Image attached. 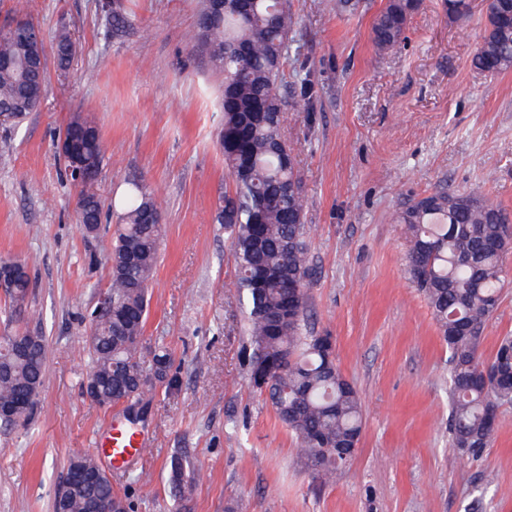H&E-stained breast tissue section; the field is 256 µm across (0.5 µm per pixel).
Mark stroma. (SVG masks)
<instances>
[{"label":"stroma","mask_w":512,"mask_h":512,"mask_svg":"<svg viewBox=\"0 0 512 512\" xmlns=\"http://www.w3.org/2000/svg\"><path fill=\"white\" fill-rule=\"evenodd\" d=\"M0 0V31L38 22L46 91L38 111L0 124V260L31 261L29 314L7 324L44 338L45 369L27 423H0V512H54L76 449L120 423L146 441L112 484L133 512H173L171 459L193 451L185 512H512V406L478 455L448 434L449 350L406 265L395 215L436 190L482 186L512 216V70L471 60L485 29L423 0L393 50L371 26L386 0H293L282 135L306 200L312 268L307 314L332 336L363 405L358 448L339 480L300 463L288 427L249 383V344L230 239L216 220L233 183L216 142L223 77L189 53L199 0ZM122 24H115L113 13ZM74 57L57 65L55 36ZM91 118L107 153L96 236L76 222L77 191L58 147L74 115ZM157 191L164 234L149 288L148 344L166 346L172 384L112 407L86 396L89 315L109 284L106 257L131 182ZM512 335V282L483 332L491 359Z\"/></svg>","instance_id":"stroma-1"}]
</instances>
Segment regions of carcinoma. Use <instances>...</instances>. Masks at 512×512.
<instances>
[{
	"label": "carcinoma",
	"instance_id": "obj_1",
	"mask_svg": "<svg viewBox=\"0 0 512 512\" xmlns=\"http://www.w3.org/2000/svg\"><path fill=\"white\" fill-rule=\"evenodd\" d=\"M417 0H387L375 17L371 35L380 50L401 43ZM294 24L291 0H232L224 13L210 14L209 0L197 13L191 51L206 52L224 74V123L218 139L224 166L234 189L224 192L217 220L230 234L237 270L235 286L245 305L250 354V383L267 393L280 421L294 434L300 462L317 478L336 479L348 465L336 450L359 442L362 404L339 369L336 353L321 347L308 329L306 307L311 268L305 244L304 197L296 161L281 135L284 112L283 71L288 35ZM74 44L69 33L56 36L59 66L69 65ZM34 44L18 30L0 34V113L12 119L39 109L45 93V72L28 65ZM475 69L490 74L512 70V0H492L486 30L473 59ZM87 120L74 116L63 135L81 141ZM98 163L106 145L91 135ZM100 168L71 176L78 189L79 224L101 223L102 207L93 190ZM123 223L106 262L110 283L106 297L112 310L93 312L97 342L88 347L87 379L112 372L100 386L99 404L111 406L139 398L153 386V376L169 363L162 346L150 364L141 359L148 313V288L163 234L161 207L138 182L124 202ZM406 225L410 246L409 273L424 294L444 342L448 345L449 406L452 444L462 454L491 445L502 425L501 408L512 404V336L503 337L494 357L481 360L479 347L485 323L496 312L505 282L504 258L512 250V225L504 211L477 190H436L412 200L397 215ZM16 285L5 290L13 308L26 302L31 279L28 263L14 261ZM45 345L30 333L0 336V402L28 395L20 414L27 421L36 405L33 387L43 380ZM190 455L174 457L171 496L184 502L193 491L187 473ZM98 466L96 458L75 451L55 507L85 512L86 499L99 502L100 512H127L129 504L104 478L93 486L71 483L74 464Z\"/></svg>",
	"mask_w": 512,
	"mask_h": 512
}]
</instances>
